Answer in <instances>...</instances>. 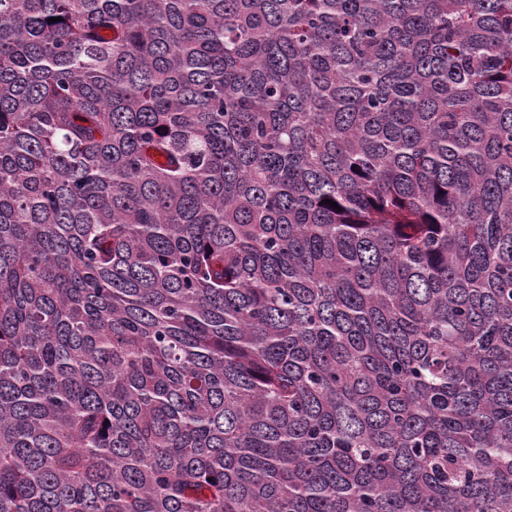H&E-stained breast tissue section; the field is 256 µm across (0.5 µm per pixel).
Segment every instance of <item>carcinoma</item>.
<instances>
[{"label":"carcinoma","mask_w":512,"mask_h":512,"mask_svg":"<svg viewBox=\"0 0 512 512\" xmlns=\"http://www.w3.org/2000/svg\"><path fill=\"white\" fill-rule=\"evenodd\" d=\"M0 512H512V0H0Z\"/></svg>","instance_id":"carcinoma-1"}]
</instances>
